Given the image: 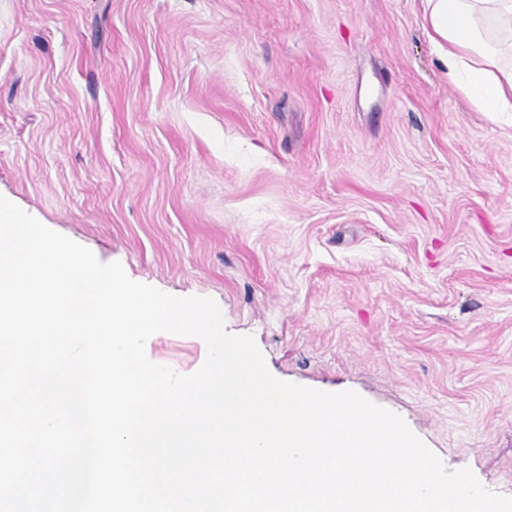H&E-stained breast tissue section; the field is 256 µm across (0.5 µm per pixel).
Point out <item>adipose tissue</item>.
<instances>
[{
  "mask_svg": "<svg viewBox=\"0 0 512 512\" xmlns=\"http://www.w3.org/2000/svg\"><path fill=\"white\" fill-rule=\"evenodd\" d=\"M440 62L474 108L512 112V0H427Z\"/></svg>",
  "mask_w": 512,
  "mask_h": 512,
  "instance_id": "1",
  "label": "adipose tissue"
}]
</instances>
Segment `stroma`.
I'll return each mask as SVG.
<instances>
[{"mask_svg":"<svg viewBox=\"0 0 512 512\" xmlns=\"http://www.w3.org/2000/svg\"><path fill=\"white\" fill-rule=\"evenodd\" d=\"M426 0H0V196L512 497V112ZM181 375L196 336L156 335Z\"/></svg>","mask_w":512,"mask_h":512,"instance_id":"35a3bbf8","label":"stroma"}]
</instances>
